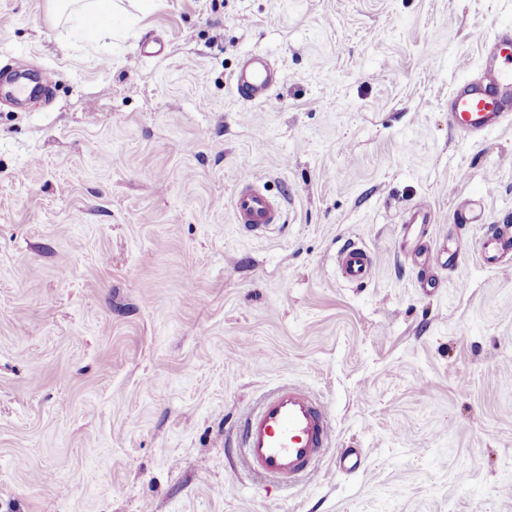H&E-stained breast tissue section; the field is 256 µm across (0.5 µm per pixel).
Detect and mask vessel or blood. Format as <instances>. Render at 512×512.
Wrapping results in <instances>:
<instances>
[{
  "instance_id": "b4317fda",
  "label": "vessel or blood",
  "mask_w": 512,
  "mask_h": 512,
  "mask_svg": "<svg viewBox=\"0 0 512 512\" xmlns=\"http://www.w3.org/2000/svg\"><path fill=\"white\" fill-rule=\"evenodd\" d=\"M484 65L480 75L466 82L448 102V124L457 133L477 136L512 121V30H501L483 41ZM278 82V71L262 54L248 56L233 77L238 94L247 100L266 97ZM232 209L238 224L249 232L267 229L277 222V208L262 191L237 189ZM436 212L417 209L401 227V246L417 258H425L426 231L437 223ZM480 260L489 266L512 268V226L495 224L485 230L479 248ZM341 277L356 285L371 282L375 259L356 242L344 243L336 255ZM247 450L245 462L257 474L288 481L306 471L332 440L326 408L308 389L287 385L264 398L238 423Z\"/></svg>"
}]
</instances>
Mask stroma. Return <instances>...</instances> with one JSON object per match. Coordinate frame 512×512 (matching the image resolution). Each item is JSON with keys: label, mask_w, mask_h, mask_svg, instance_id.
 Masks as SVG:
<instances>
[{"label": "stroma", "mask_w": 512, "mask_h": 512, "mask_svg": "<svg viewBox=\"0 0 512 512\" xmlns=\"http://www.w3.org/2000/svg\"><path fill=\"white\" fill-rule=\"evenodd\" d=\"M116 3L92 46L0 0V75H55L0 103V512H512V274L477 255L512 225V122L448 125L512 0ZM255 53L279 80L248 101ZM245 180L283 204L261 236ZM420 204L432 293L400 247ZM288 383L335 429L292 486L233 445ZM278 82V71L263 54L248 56L238 67L233 83L246 100L266 97ZM232 209L237 223L248 232L263 231L277 222V207L273 201L250 186L235 191ZM336 264L341 277L352 284H368L375 274L374 256L354 241H347L338 249Z\"/></svg>", "instance_id": "35a3bbf8"}]
</instances>
